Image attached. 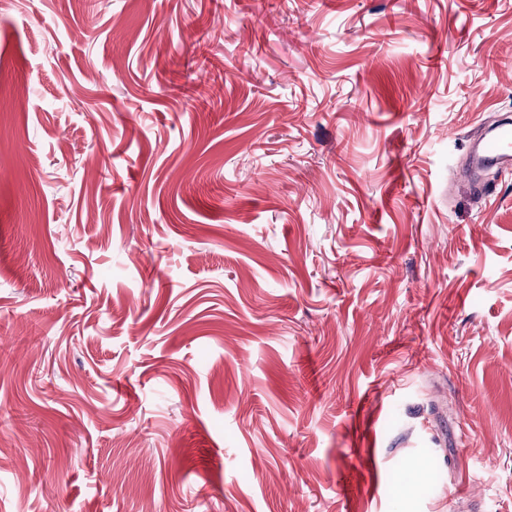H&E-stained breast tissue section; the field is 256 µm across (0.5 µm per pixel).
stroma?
<instances>
[{
    "instance_id": "1",
    "label": "stroma",
    "mask_w": 512,
    "mask_h": 512,
    "mask_svg": "<svg viewBox=\"0 0 512 512\" xmlns=\"http://www.w3.org/2000/svg\"><path fill=\"white\" fill-rule=\"evenodd\" d=\"M512 0H0V512H512ZM512 162V119L508 117L501 120L494 128L493 133L485 141L483 156L478 166L472 167L470 176H474L477 169L486 164L495 166H511Z\"/></svg>"
}]
</instances>
